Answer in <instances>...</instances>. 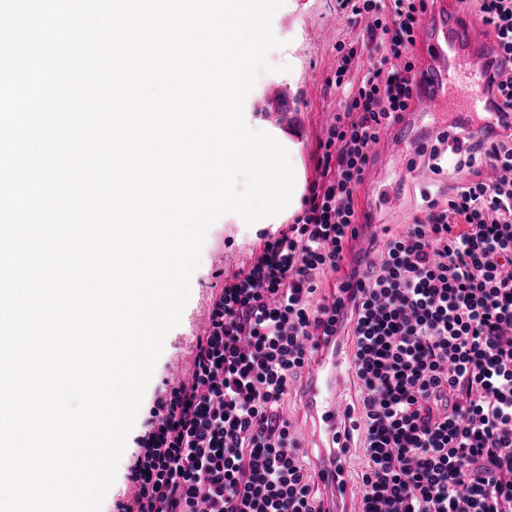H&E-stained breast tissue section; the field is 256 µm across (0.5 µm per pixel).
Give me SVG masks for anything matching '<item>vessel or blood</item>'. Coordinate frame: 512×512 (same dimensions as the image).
Segmentation results:
<instances>
[{
  "instance_id": "vessel-or-blood-1",
  "label": "vessel or blood",
  "mask_w": 512,
  "mask_h": 512,
  "mask_svg": "<svg viewBox=\"0 0 512 512\" xmlns=\"http://www.w3.org/2000/svg\"><path fill=\"white\" fill-rule=\"evenodd\" d=\"M426 15L427 21L418 33L424 59L421 80L408 112L390 124L386 145L378 158L382 166L394 157L406 158L405 175L410 179L428 176L427 170L415 163L421 148L415 126L434 114L440 96L448 90L465 101L469 111L487 110L488 75L484 63L499 50L496 41L467 22L464 0H430ZM367 185L373 197L371 209L364 213L360 223L348 228L349 237L358 244L379 240L387 229L386 224L373 217L382 204L377 177H370ZM352 371V355L342 342L311 341L309 373L300 391L305 410L313 419L317 433L324 438L322 446L326 453L316 461L313 476L328 512H351V499L360 495L359 487L345 475L340 448L344 441L343 427L348 422L345 387Z\"/></svg>"
}]
</instances>
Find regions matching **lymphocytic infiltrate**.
Instances as JSON below:
<instances>
[{"label":"lymphocytic infiltrate","mask_w":512,"mask_h":512,"mask_svg":"<svg viewBox=\"0 0 512 512\" xmlns=\"http://www.w3.org/2000/svg\"><path fill=\"white\" fill-rule=\"evenodd\" d=\"M503 55L489 61L495 112L449 151L425 142L434 173L460 178L387 235L377 259L342 273L346 230L372 150L406 111L424 0H341L354 42H337L349 93L320 142L318 176L292 224L259 233L225 278L185 372L161 391L115 512H323L281 408L316 336L337 333L323 288L348 299L359 449V512H512V0H469ZM376 52L368 67L364 49ZM332 284H325L327 274Z\"/></svg>","instance_id":"lymphocytic-infiltrate-1"}]
</instances>
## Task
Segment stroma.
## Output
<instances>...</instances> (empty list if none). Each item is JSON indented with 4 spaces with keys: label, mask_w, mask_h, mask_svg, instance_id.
Masks as SVG:
<instances>
[{
    "label": "stroma",
    "mask_w": 512,
    "mask_h": 512,
    "mask_svg": "<svg viewBox=\"0 0 512 512\" xmlns=\"http://www.w3.org/2000/svg\"><path fill=\"white\" fill-rule=\"evenodd\" d=\"M339 12L337 0H285L272 20L280 48L268 55L277 73H262L248 94L245 111L273 121L282 131L297 129L304 144L302 163L306 177H313L314 163L321 153L319 143L328 125L340 111L344 101L342 90L333 84L336 71V43L356 40L361 25L343 24L333 28L332 17ZM280 80L288 86L291 98L286 110L270 104L266 89L271 80ZM404 159L390 161L383 174L386 188L398 191L402 212L391 216L392 229L410 223L420 202L419 187L403 177ZM257 226L215 222L206 234L200 261L191 277L190 298L180 323L164 340L163 352L155 366L145 391L142 405L121 457L116 479L106 494L101 512H113V504L126 490L128 467L138 451L137 440L145 431V424L172 367H185L191 358L195 341L190 337L187 323L193 318L205 317L212 294L220 291L226 275L238 271L248 261L259 240Z\"/></svg>",
    "instance_id": "obj_1"
}]
</instances>
